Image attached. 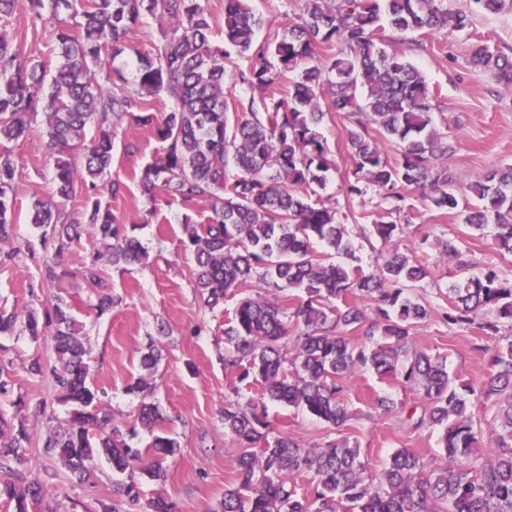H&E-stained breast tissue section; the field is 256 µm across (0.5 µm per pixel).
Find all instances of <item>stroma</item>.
<instances>
[{"label": "stroma", "mask_w": 512, "mask_h": 512, "mask_svg": "<svg viewBox=\"0 0 512 512\" xmlns=\"http://www.w3.org/2000/svg\"><path fill=\"white\" fill-rule=\"evenodd\" d=\"M449 10H468L472 25L468 31L445 34L418 32L400 36L408 58L420 69L428 86L439 95V110L433 114L438 131L447 134L455 150L449 155L448 172L458 187H466L483 172L512 164V91L497 84L488 74L471 71L468 57L472 45L488 44L492 50L512 56V13L491 14L473 10L470 0H445ZM253 9L263 15L264 26L256 41L267 44L280 38L284 28L299 14L300 0H252ZM6 32L21 54L44 61L56 70L55 29L52 22H33L28 0H18ZM343 115L326 113L319 132L326 139L335 160V170L327 174L318 203L335 207L342 216L352 253L345 257L349 268L369 269L388 247L424 263L428 276L411 293L431 309L430 317L413 324V349L447 356L448 368L459 379L477 384L487 375L495 343L477 328H459L442 317L450 301L451 286L461 274L454 262L443 256L435 242L440 238L457 240L476 267L498 266L512 278V256L501 257L492 246L490 233L472 231L463 213L444 214L430 209L418 194H408L404 211L411 221L403 225L391 245H384L371 232L380 208L375 193L350 197L345 193L353 177L355 163L345 136ZM136 142L135 153H126V141ZM43 115L31 116L27 136L11 143L17 164L16 203L13 213L14 243L21 253L14 261L0 265V308L25 311L43 309L54 294H61L73 307L91 346L90 383L104 391V400L115 414L121 429H136V440L147 446L151 434L137 424L142 399L158 405L164 420L162 433L176 439L180 452L170 460L164 478L139 479L144 497H168L179 512H217L224 490L235 485L237 456L235 438L225 432L220 412L226 404L242 406L259 401L261 390L240 380L238 372L225 368L224 324L240 299L255 295L258 286L250 283L227 294L215 309H207L196 290L190 270L192 254L184 247L182 209L166 204L163 196L149 198L141 190L136 175L162 147L147 128L122 123L115 139L113 175L126 188L112 201L113 211L127 222L137 223V235L149 252L143 265H115L102 259L100 265L117 299L112 311L97 314L92 307V288L82 275L83 268L101 245L82 237L65 253L62 263L70 276L61 291L42 286L44 262L53 260L55 250L43 247L39 229L30 222L36 199L52 191L53 158ZM165 322L168 333L158 336V322ZM157 337L161 359L151 374H144L139 359L150 337ZM51 336L31 337L20 333L0 337V377L9 380L8 394L0 395V409L10 401L46 402L47 417H27L25 428L32 443L35 474L46 494L30 512H102L103 504L116 503L113 486L121 479L103 458L91 466L96 476L80 484L69 479L65 470L43 452L52 421L66 417V407L56 399L51 377L36 378L28 373L32 359L48 362ZM147 376L152 384L148 397L127 393L129 383ZM386 397L394 409H376L375 399ZM344 400L352 413L339 427L325 423L305 409L268 404L272 435L285 434L311 447L349 441L361 450V459L370 474L385 467L391 453L409 448L424 460H441L435 430H412L406 420L418 403L416 390L395 377L381 378L364 372L347 378Z\"/></svg>", "instance_id": "1"}]
</instances>
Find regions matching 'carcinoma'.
I'll list each match as a JSON object with an SVG mask.
<instances>
[{
    "instance_id": "carcinoma-1",
    "label": "carcinoma",
    "mask_w": 512,
    "mask_h": 512,
    "mask_svg": "<svg viewBox=\"0 0 512 512\" xmlns=\"http://www.w3.org/2000/svg\"><path fill=\"white\" fill-rule=\"evenodd\" d=\"M445 0H303L282 38L256 45L264 19L250 0H224V43L212 42L213 19L202 0H29L34 16L56 24L59 66L44 90L47 70L21 56L0 30V141L26 136L28 118L45 117L54 159L53 191L32 206L31 223L42 237L57 242L55 255L83 234L110 252L112 264H140L148 252L110 199L124 190L112 178L117 125L128 119L154 128L162 153L139 173L144 193L161 190L186 210V248L194 258L192 276L206 307L224 301L228 291L255 282L260 291L242 299L224 323V364L244 367L242 378L261 387L262 398L310 414L339 427L351 419L342 398L345 379L357 371L386 377L402 370L403 382L420 401L408 416L414 430L439 434L444 463L433 467L409 448L394 450L380 477L367 472L361 449L348 443L306 448L287 435L256 447L269 427L266 406L227 404L224 431L240 446L238 483L224 490L221 512H512V279L487 268L450 288V325H470L497 341L491 372L479 388L448 372L447 358L411 349L410 325L429 309L408 288L428 275L427 268L397 251L384 255L367 272L326 262L313 248L319 242L337 254L350 251L346 228L336 210L312 202L315 187L336 169L326 140L317 131L325 106L349 120L346 136L355 162L347 195L372 190L388 204L373 224L387 243L399 224L385 216L401 213L405 194L417 193L428 207L465 213L475 230L494 228L493 247L512 255V164L484 172L461 192L443 160L454 152L433 124L436 95L419 69L389 48L384 27L398 34L445 33L471 26L467 11H450ZM489 13L512 12V0H474ZM148 16L168 18L160 38L145 47L127 42ZM250 59L237 73L246 87L238 107L250 113L228 115L224 93L226 59L231 52ZM131 52L137 77L128 86L109 59ZM274 57L272 65L268 57ZM477 73H489L512 90V60L478 44L468 58ZM286 72L295 73L288 92L275 89ZM165 94L171 106L155 122L151 98ZM95 136L87 139V126ZM396 144L390 160L381 148ZM16 162L0 149V247L12 237ZM79 211L67 208L76 198ZM206 202L209 210L196 204ZM442 253L462 269L472 266L461 246L441 242ZM83 275L95 293L99 314L116 300L94 256ZM68 276L58 262L44 263L43 279L54 286ZM303 293L292 312L275 293ZM72 307L58 296L44 310L0 311V336L17 328L36 338L51 325L56 365L34 360L29 373H50L60 402L71 408L43 445L82 482L90 481V462L104 456L120 473L139 469L150 480L164 477L176 456L174 439L155 434L145 449L132 445L112 408L88 381L90 348ZM301 327L289 336V322ZM363 330L362 338L347 335ZM161 352L151 341L140 366L153 371ZM496 411L494 447L474 453L482 434L470 410L471 397ZM15 415L40 416L46 404L12 402ZM161 415L141 402L138 421L150 430ZM314 475L304 494L290 480ZM133 512H178L177 503L158 495L142 498L137 482L123 488ZM44 489L33 476L30 439L23 421L0 414V499L15 512H29Z\"/></svg>"
}]
</instances>
